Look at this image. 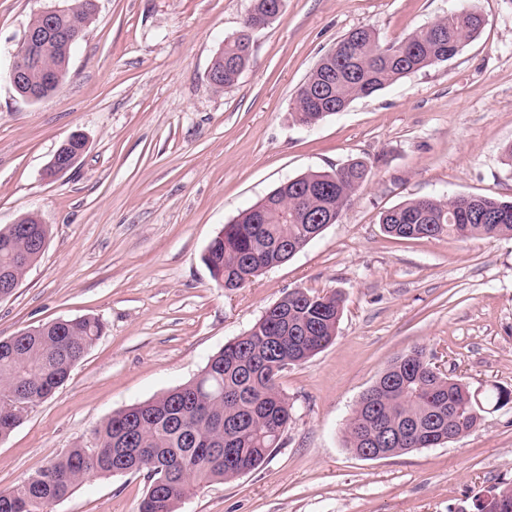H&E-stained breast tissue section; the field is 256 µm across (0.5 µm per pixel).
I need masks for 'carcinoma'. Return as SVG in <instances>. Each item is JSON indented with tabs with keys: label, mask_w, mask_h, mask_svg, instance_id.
<instances>
[{
	"label": "carcinoma",
	"mask_w": 512,
	"mask_h": 512,
	"mask_svg": "<svg viewBox=\"0 0 512 512\" xmlns=\"http://www.w3.org/2000/svg\"><path fill=\"white\" fill-rule=\"evenodd\" d=\"M273 0H252L242 32L267 26L277 16ZM92 0H71L56 17L58 25L86 26L94 17ZM485 19L475 5L452 12L390 45L371 26H361L336 43L297 89L293 112L305 125L343 111L398 80L453 58L477 36ZM72 48L52 44L43 66L67 72ZM251 59L236 39L224 40L211 69L221 83L234 85ZM43 66L31 69L41 79ZM372 166L352 161L331 172L311 171L286 180L269 193L270 204L242 211L211 241L203 261L224 287H242L251 278L294 256L324 230L333 212L341 217L369 180ZM455 198H418L385 211L380 219L390 237L458 239L512 236V202L477 196L467 216L456 217ZM49 226L32 213L0 227V274L23 276L41 256L33 239L45 245ZM339 293L294 290L266 310L247 332L224 345L194 380L153 400L113 414L83 445L69 448L13 488L0 491V512H48L85 479L116 476L129 468L143 472L148 485L139 512H178L195 487L231 480L239 470H255L280 444L291 407L279 389L280 374L307 361L335 338L342 313ZM94 317L55 321L0 339V441L9 438L28 409L48 398L103 333ZM512 391L497 387L478 398L460 379L440 373L425 351L415 348L392 360L386 374L361 400L346 424L355 454L366 448L396 453L434 448L473 430L485 404L506 405ZM45 470L65 476L45 482Z\"/></svg>",
	"instance_id": "carcinoma-1"
}]
</instances>
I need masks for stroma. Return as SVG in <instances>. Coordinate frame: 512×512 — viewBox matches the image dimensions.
Masks as SVG:
<instances>
[{"label":"stroma","mask_w":512,"mask_h":512,"mask_svg":"<svg viewBox=\"0 0 512 512\" xmlns=\"http://www.w3.org/2000/svg\"><path fill=\"white\" fill-rule=\"evenodd\" d=\"M63 0H0V227L49 226L41 258L0 300V339L60 319L104 331L53 396L0 442V490L86 442L114 412L195 378L289 291L341 294L333 342L278 383L292 406L259 469L197 488L180 512H466L512 483V404L451 443L356 456L346 423L398 355L425 349L471 390L512 389V238L398 239L381 214L413 198L512 201V0H284L253 32L238 82L208 71L251 0H98L55 94L23 100L11 66L33 15ZM486 18L452 59L308 127L297 88L349 31L393 43L468 4ZM64 175L46 168L72 133ZM371 179L338 223L230 291L210 242L281 182L351 161ZM142 474L92 477L50 512H138Z\"/></svg>","instance_id":"obj_1"}]
</instances>
